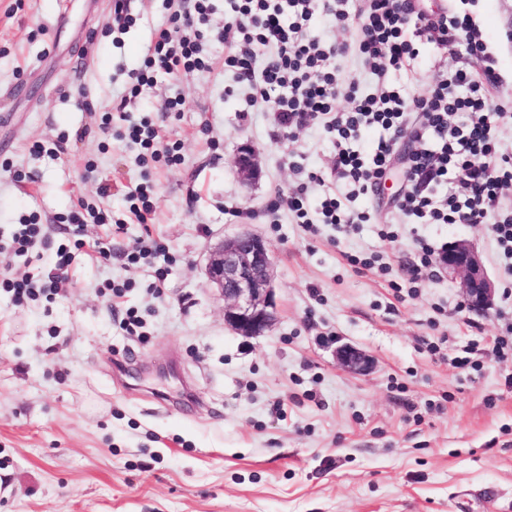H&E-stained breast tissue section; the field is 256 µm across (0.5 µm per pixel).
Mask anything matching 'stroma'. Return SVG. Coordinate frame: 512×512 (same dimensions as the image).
I'll list each match as a JSON object with an SVG mask.
<instances>
[{
    "mask_svg": "<svg viewBox=\"0 0 512 512\" xmlns=\"http://www.w3.org/2000/svg\"><path fill=\"white\" fill-rule=\"evenodd\" d=\"M124 3L134 23L121 31L114 0H0V114L13 117L0 126V242L28 217L68 242L78 202L119 213L130 188L153 187L149 223L112 235L85 225L83 240L104 242L112 258L80 257L55 300L17 305L0 291V512H512V360L481 350L472 368L451 364L512 320L495 217L406 223L392 201L419 142L405 136L378 193L354 203L372 223L342 235L331 224L308 232L284 209L270 220L277 193L300 188L306 172L338 186L333 146L314 124L290 135L273 106L249 107L216 41L210 71L128 101L183 156L140 167L137 147L104 135L101 119L171 12L166 0ZM466 10L498 59L492 103L512 101V0ZM460 66L483 63L431 47L393 79L415 100ZM175 96L183 111H165ZM38 142L58 143L56 157L35 152ZM244 144L260 160L249 184L233 164ZM388 224L401 227L391 243L378 236ZM243 230L266 238L276 260V324L256 338L225 326L204 275L213 245ZM420 235L437 251L474 245L497 284L486 314L469 313L441 269L395 297L389 283L416 264ZM148 238L173 257L159 299L147 292L153 268L127 263ZM379 251L388 272L347 261ZM112 283L129 284L126 297L111 299ZM131 307L147 343L119 328ZM341 342L371 357L369 373L337 364Z\"/></svg>",
    "mask_w": 512,
    "mask_h": 512,
    "instance_id": "stroma-1",
    "label": "stroma"
}]
</instances>
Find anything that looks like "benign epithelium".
I'll use <instances>...</instances> for the list:
<instances>
[{
    "label": "benign epithelium",
    "instance_id": "obj_1",
    "mask_svg": "<svg viewBox=\"0 0 512 512\" xmlns=\"http://www.w3.org/2000/svg\"><path fill=\"white\" fill-rule=\"evenodd\" d=\"M234 166L245 181L258 177L257 152L248 144L239 147ZM439 266L459 280L463 303L475 314L486 313L493 305L496 284L489 276L472 243L457 239L448 243L438 256ZM275 257L267 240L252 232H242L215 244L205 266L208 284L224 300V323L246 338L264 336L275 323ZM336 360L345 370L363 374L372 360L351 345L336 347Z\"/></svg>",
    "mask_w": 512,
    "mask_h": 512
}]
</instances>
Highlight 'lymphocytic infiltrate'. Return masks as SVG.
<instances>
[{"mask_svg":"<svg viewBox=\"0 0 512 512\" xmlns=\"http://www.w3.org/2000/svg\"><path fill=\"white\" fill-rule=\"evenodd\" d=\"M348 2L230 0L224 28L214 35L208 29L210 0H193L192 7L173 11L171 28L155 33L144 67L127 93L134 96L141 86L158 79L208 69L204 41L217 36L226 47L225 70L247 82L252 91L250 105L274 104L288 131L307 121L321 126L334 145L335 168L359 190L385 177L411 114H419L424 135L406 171L413 189L400 199L398 210L413 224L484 223L488 212L499 209L504 190L512 187V148H505L499 136L512 113L493 105L487 96L488 86L501 77L480 30L466 12L455 8L426 14L415 0H363L353 42L321 44L307 39V24L318 8L334 15L337 28L346 29ZM429 43L484 54L481 74L451 70L425 97L409 100L403 86L388 76L408 70ZM352 52L375 77V91L364 93L343 81L341 61ZM341 98L347 100V110L337 109ZM118 119L117 138L139 145L143 158L181 163L179 145L163 144L161 130L152 120L123 112ZM367 130L377 131L379 138L365 153L358 141ZM308 179L323 187L316 202L299 192L278 197L279 206L287 208L296 223L312 227L314 212L342 232L369 222L368 212L343 203L341 190L324 188L321 175L312 172ZM67 221L74 241L57 246L53 272L0 281L15 303L58 291L86 246L81 237L86 222L103 225L107 218L86 205L72 211Z\"/></svg>","mask_w":512,"mask_h":512,"instance_id":"lymphocytic-infiltrate-1","label":"lymphocytic infiltrate"}]
</instances>
